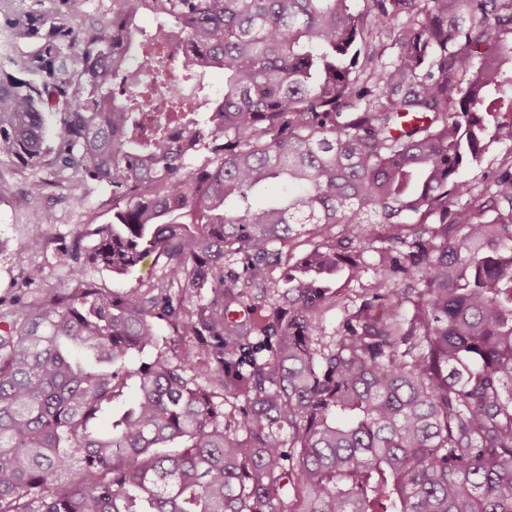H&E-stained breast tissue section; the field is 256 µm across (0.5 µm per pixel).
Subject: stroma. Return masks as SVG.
<instances>
[{
  "mask_svg": "<svg viewBox=\"0 0 512 512\" xmlns=\"http://www.w3.org/2000/svg\"><path fill=\"white\" fill-rule=\"evenodd\" d=\"M0 177L14 187L0 199V300L8 302L24 285V266L42 268L44 287L66 281L75 226L109 223L112 203L99 188L82 190L77 197L53 188L30 195L22 185L38 179V172L21 169L6 158H0ZM19 250L26 260L22 266L15 262Z\"/></svg>",
  "mask_w": 512,
  "mask_h": 512,
  "instance_id": "obj_1",
  "label": "stroma"
}]
</instances>
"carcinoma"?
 <instances>
[{"label":"carcinoma","instance_id":"cac0c4a2","mask_svg":"<svg viewBox=\"0 0 512 512\" xmlns=\"http://www.w3.org/2000/svg\"><path fill=\"white\" fill-rule=\"evenodd\" d=\"M42 2L0 0V157L112 222L0 313V512H512V155L462 178L512 141V0H112L93 33ZM166 27L185 77L224 71L200 119ZM150 256L144 287L84 274ZM510 149L512 152V145L510 148L509 143L497 145L490 149L480 165L468 169L466 179L476 190L483 189L491 181L504 154L510 152ZM345 279L338 282L337 288H334L333 294L329 301V309L324 315V329L326 335L324 339L330 340V334H332L338 326L340 320L343 317V308L347 304H351L352 298L355 296V291H358V284L352 283L347 286H343ZM341 287V288H338Z\"/></svg>","mask_w":512,"mask_h":512}]
</instances>
